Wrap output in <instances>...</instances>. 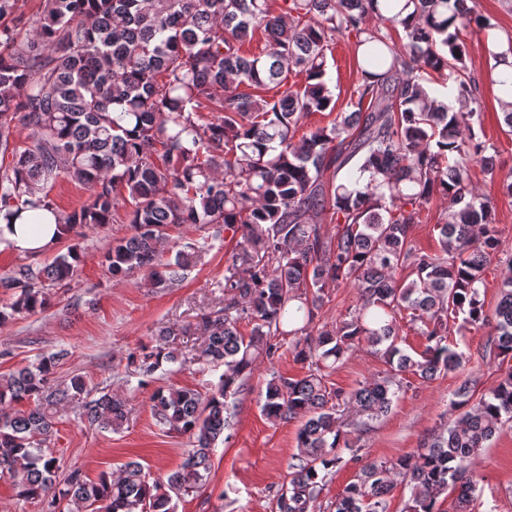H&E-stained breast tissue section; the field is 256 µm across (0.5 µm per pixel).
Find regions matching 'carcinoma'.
Wrapping results in <instances>:
<instances>
[{
    "label": "carcinoma",
    "instance_id": "obj_1",
    "mask_svg": "<svg viewBox=\"0 0 512 512\" xmlns=\"http://www.w3.org/2000/svg\"><path fill=\"white\" fill-rule=\"evenodd\" d=\"M42 0L31 29L15 17L18 0H0V212L51 210L64 234L112 221L117 201L130 206L133 233L112 243L102 263L113 276L143 273L150 286H179L200 260L190 244L164 260L171 228L224 225L239 236L224 269V313L204 315V348L193 364L219 372L206 392L159 386L155 424L188 436L177 469L153 478L138 460L119 475L91 481L74 468L60 481L49 447L54 419L90 394L78 376L55 383L67 356L60 349L0 374V476L20 496L40 498L46 512H174L173 498L202 489L213 450L233 428L234 399L261 355L291 338L295 358L309 362L301 378L272 373L262 412L301 417L299 453L288 464L279 512H318L337 469L359 462L345 414L368 427L391 409L405 375L432 380L463 366L448 344V324H487L483 361L512 360V263L493 310L480 288L500 250L492 202L469 185L478 163L494 174V145L475 131L482 101L466 66L465 36L487 31L492 83L512 96V37L476 15L470 0ZM398 25L395 41L387 25ZM261 34L262 52L241 53ZM355 38L362 81L352 110L328 127L300 133L315 113L334 111L326 80L327 50ZM440 74L454 104L436 96L424 76ZM300 84L288 83L289 75ZM32 145L19 150L17 129ZM67 176L91 190L77 210H59L45 188ZM448 201L439 216V248L420 252L411 235L423 208ZM336 225L329 234L326 226ZM70 246L41 268L19 264L0 275L7 296L0 325L34 314L77 273ZM351 284L358 294L348 316L330 326L316 318L324 290ZM410 312L424 326L425 349L414 358L399 346L397 317ZM251 324L249 335L238 325ZM168 329L150 351L132 357L138 386L157 381L165 364L184 366ZM374 348L383 375L350 393L329 386L336 365L357 344ZM457 415L422 445L391 463L361 466L336 496L334 512H389L394 479L411 490L403 512H473L472 459L512 422V368L487 394L471 380L455 393ZM26 408H21V405ZM98 431H117L124 400L110 391L83 401Z\"/></svg>",
    "mask_w": 512,
    "mask_h": 512
}]
</instances>
